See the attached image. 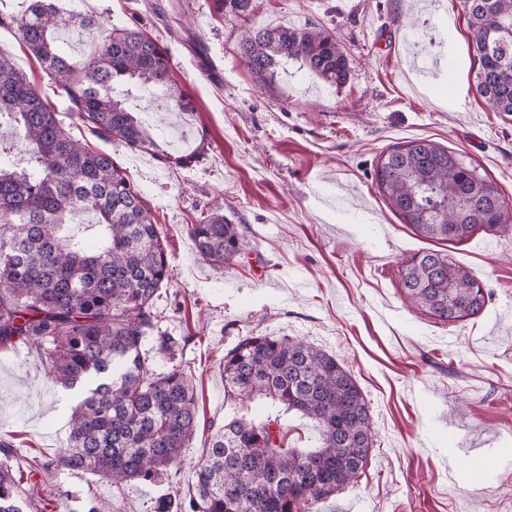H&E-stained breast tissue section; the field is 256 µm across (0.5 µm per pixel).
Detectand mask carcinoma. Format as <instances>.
I'll list each match as a JSON object with an SVG mask.
<instances>
[{"mask_svg": "<svg viewBox=\"0 0 512 512\" xmlns=\"http://www.w3.org/2000/svg\"><path fill=\"white\" fill-rule=\"evenodd\" d=\"M231 20L253 0H216ZM478 60V94L512 113V0H461ZM65 95L68 116L99 140L149 152L148 129L116 94L118 86L154 84L171 107L165 48L138 28H116L93 14H65L54 0H32L21 18L0 17ZM76 26L95 42L84 59L63 51L58 32ZM241 58L260 82L288 59L320 79L346 80L349 60L331 32L318 28L245 29ZM0 348L42 352L44 373L66 389H86L73 428L52 463L119 486L151 484L182 463L198 426V402L182 350L188 337L162 330L156 301L171 277L164 239L138 190L108 152L76 139L60 113L0 52ZM375 182L391 211L424 237L460 243L504 222V200L460 154L414 139L382 154ZM97 217L94 248L71 232L74 219ZM199 256L214 267L240 258L246 240L219 209L188 229ZM407 300L448 324L480 314L489 293L470 271L438 250L403 265ZM153 339L150 349L146 339ZM224 392L260 395L274 413L224 420L195 463L196 494L181 512H310L313 503L353 483L374 448L370 406L349 370L302 338L247 336L224 354ZM317 423L314 448L285 445L282 416ZM0 512H23L18 484L0 462Z\"/></svg>", "mask_w": 512, "mask_h": 512, "instance_id": "obj_1", "label": "carcinoma"}]
</instances>
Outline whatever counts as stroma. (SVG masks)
<instances>
[{"mask_svg":"<svg viewBox=\"0 0 512 512\" xmlns=\"http://www.w3.org/2000/svg\"><path fill=\"white\" fill-rule=\"evenodd\" d=\"M59 2L162 41L191 103L157 125L134 97L157 147L112 157L166 241L161 326L189 338L198 427L180 470L159 483L115 488L92 473L41 471L82 395L48 380L37 351L0 349V442L25 512H86L93 498L108 512H149L192 497L210 424L268 410L224 396L225 351L256 334L335 354L371 407L364 474L313 512H500L512 499V114L475 91L460 0H254L244 22L220 17L214 0ZM244 25L330 30L349 58L346 80L325 83L291 60L258 84L239 57ZM0 50L65 111L16 31L0 28ZM420 137L462 154L505 201L503 224L442 246L490 293L481 314L455 325L406 305L402 265L432 243L388 209L373 179L382 153ZM217 205L249 242L220 269L187 231Z\"/></svg>","mask_w":512,"mask_h":512,"instance_id":"1","label":"stroma"}]
</instances>
